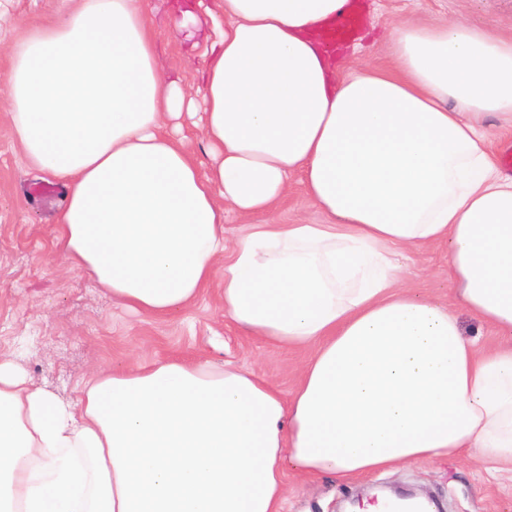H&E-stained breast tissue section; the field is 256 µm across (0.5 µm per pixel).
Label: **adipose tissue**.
Masks as SVG:
<instances>
[{
	"label": "adipose tissue",
	"mask_w": 512,
	"mask_h": 512,
	"mask_svg": "<svg viewBox=\"0 0 512 512\" xmlns=\"http://www.w3.org/2000/svg\"><path fill=\"white\" fill-rule=\"evenodd\" d=\"M347 0H211L187 95L157 72L146 0H82L12 49L6 102L32 169L65 184L56 252L122 306L224 315L305 352L290 395L244 367L170 360L64 402L0 359V512H284L286 470L356 476L449 457L512 475V40L402 24L393 67L341 73L317 33ZM198 118L210 163L184 133ZM301 174L320 224L272 213ZM262 214L226 247L224 211ZM449 245L454 303L403 284L399 250ZM466 311L503 341L465 337Z\"/></svg>",
	"instance_id": "ef3b65f1"
}]
</instances>
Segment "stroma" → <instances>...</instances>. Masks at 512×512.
<instances>
[{
	"mask_svg": "<svg viewBox=\"0 0 512 512\" xmlns=\"http://www.w3.org/2000/svg\"><path fill=\"white\" fill-rule=\"evenodd\" d=\"M362 36L348 51L345 70L388 69V44L406 20L460 21L512 38V0H358ZM81 0H0V90L11 68V47L33 24H47ZM159 38L157 66L180 78L185 89L201 82L204 46L172 39L169 17L186 0H149ZM51 177L27 167L11 113L0 98V354L11 356L32 382L62 400L74 398L93 370L125 371L138 361L181 359L243 366L290 394L300 371V352L277 349L224 316L221 279L188 308L155 319L131 314L86 274L69 268L52 246V228L66 203L65 185L51 198L35 194ZM285 224L321 223L300 176H293L276 207ZM406 284L417 294L450 301L448 246L404 252ZM287 512H352L356 500L400 490L439 502L444 512H512V483L487 476L472 461L419 462L385 475L347 481L288 474Z\"/></svg>",
	"mask_w": 512,
	"mask_h": 512,
	"instance_id": "stroma-1",
	"label": "stroma"
}]
</instances>
